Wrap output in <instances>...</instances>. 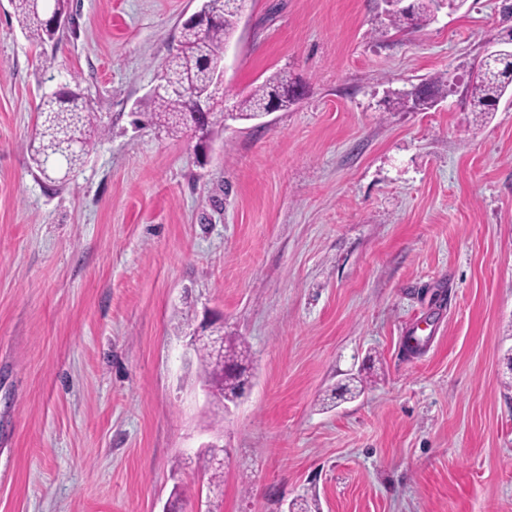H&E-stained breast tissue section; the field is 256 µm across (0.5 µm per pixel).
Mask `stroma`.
Masks as SVG:
<instances>
[{"label":"stroma","instance_id":"stroma-1","mask_svg":"<svg viewBox=\"0 0 512 512\" xmlns=\"http://www.w3.org/2000/svg\"><path fill=\"white\" fill-rule=\"evenodd\" d=\"M507 4L400 30L383 0H248L217 108L278 71L306 94L200 163L147 118L194 0H71L42 46L0 0V512H512V101L466 96ZM65 86L103 132L53 183L28 146ZM210 320L251 351L220 414ZM421 84L422 85L419 86L413 85L412 89L401 94L397 98L398 101L396 103L404 108H410L412 106L417 110L428 109L429 105L433 103V100L436 97L448 95L450 76L448 72H444L421 82ZM414 93L419 98V103L417 105L411 98Z\"/></svg>","mask_w":512,"mask_h":512}]
</instances>
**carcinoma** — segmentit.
Instances as JSON below:
<instances>
[{"mask_svg": "<svg viewBox=\"0 0 512 512\" xmlns=\"http://www.w3.org/2000/svg\"><path fill=\"white\" fill-rule=\"evenodd\" d=\"M69 0H44V7L36 10L31 0H10L14 14L26 37L37 45L56 40L57 31L52 28L50 17L68 14ZM437 12V0H410L406 7L391 10L389 16L397 28H423ZM238 7L235 0H210L209 17L201 28L184 26L180 33V48L158 66V74L175 80V84H187L194 88L205 82L209 66L224 59V48L237 28ZM450 76L444 72L427 79L419 86L404 92L397 104L425 110L433 100L448 94ZM301 84L288 75L275 73L263 83L254 86L233 106L231 118L253 120L257 111L268 101L276 100L286 110L298 100L297 89ZM512 87V61L502 59L487 66L475 75L470 87V97L476 112H494L498 102L508 88ZM219 88H213L203 100L191 94L162 91L155 94V111L151 121L166 128L170 133L190 127L198 139L196 152L204 155L214 128L224 123L226 115L213 110ZM39 114L43 117L40 138L48 140L58 150L50 155L37 152L35 143H30L36 167H52L64 163L73 169L87 154V148L95 132L98 119L88 107L77 89L56 91L44 97ZM198 359L205 378L217 394L235 397L248 380L247 346L238 336L224 337V346L210 343L197 346ZM224 455L222 448H210L203 456V468L212 472L217 480L224 467L217 458Z\"/></svg>", "mask_w": 512, "mask_h": 512, "instance_id": "carcinoma-1", "label": "carcinoma"}]
</instances>
